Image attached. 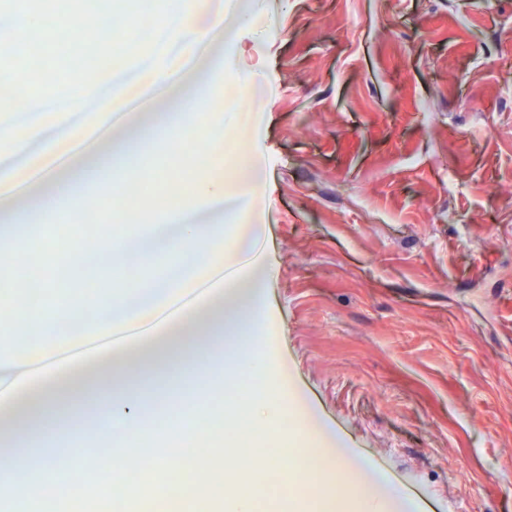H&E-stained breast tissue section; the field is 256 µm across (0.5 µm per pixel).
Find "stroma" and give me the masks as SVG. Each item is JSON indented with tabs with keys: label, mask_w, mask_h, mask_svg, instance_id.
<instances>
[{
	"label": "stroma",
	"mask_w": 512,
	"mask_h": 512,
	"mask_svg": "<svg viewBox=\"0 0 512 512\" xmlns=\"http://www.w3.org/2000/svg\"><path fill=\"white\" fill-rule=\"evenodd\" d=\"M215 93L243 72L271 91L260 144L257 261L269 313L243 373L288 357L348 447L424 512H512V0H258ZM27 66L107 82L112 43L88 38ZM108 265L67 262L66 319ZM57 512H205L161 475L135 491L49 474Z\"/></svg>",
	"instance_id": "stroma-1"
}]
</instances>
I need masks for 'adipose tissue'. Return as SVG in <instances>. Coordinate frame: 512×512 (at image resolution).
<instances>
[{
  "instance_id": "1",
  "label": "adipose tissue",
  "mask_w": 512,
  "mask_h": 512,
  "mask_svg": "<svg viewBox=\"0 0 512 512\" xmlns=\"http://www.w3.org/2000/svg\"><path fill=\"white\" fill-rule=\"evenodd\" d=\"M122 3L117 16L104 17L100 30L106 37L120 38L126 58L138 64L140 72L132 76L113 71L110 97L88 102L47 73L41 80L50 84L51 95H35L21 84L14 70L0 68V112L22 115L21 122L0 124V140H9L11 145L9 158H0V217L10 218L25 203L15 192L17 164L32 154L48 112L57 116L56 139L65 142L75 135L68 122L70 113L89 106L96 124L108 125L112 105L133 95L167 89V96L159 102L160 112L147 113L149 124L157 125L182 168L194 144L209 141L213 171L187 183L153 171L169 206L165 223H147L142 237L165 241L167 251L179 254L180 261L162 283L146 287L140 299L100 305L96 333L111 337L112 345L101 351L99 365L62 363L40 372L32 357L0 360V420L9 419L33 431L32 436L14 439L9 446L16 476L0 482V497L37 505L52 495L55 487L28 479V472H53L64 466L76 474L95 471L105 476L111 491L130 493L136 461L129 444L147 440L157 428L155 400L133 390L130 383L133 374L161 368L178 380L197 383L192 391L193 408L177 427L176 446L194 473L191 481L179 486L180 496L216 506L217 512H257L254 487L260 472L268 470L278 472L286 485L302 486L303 512H420L412 495L388 488V477L376 462L341 448L335 429L317 415L285 358L277 365L275 388H267L261 376L234 378L231 386L236 398L224 416L236 429L224 439L222 458L205 452V439L215 434L219 425L206 417L211 392L199 383L198 373L201 367L210 366L215 352L209 342L190 344L185 336L191 327L206 325L212 339L235 345L263 317L266 283L248 263L249 254L265 234L260 186L263 157L255 141L263 116L258 113L237 120L232 136L235 147L228 150L223 123L187 118L183 105L188 101L200 109L210 105L209 74L224 67V47L235 39L238 23L250 19L251 10L247 0H167L146 37L135 20L154 13L155 0ZM147 43L152 45L153 55H145ZM228 224L237 227L229 243L224 240ZM135 342L140 345L141 358L133 372L126 353ZM99 367L112 375V396L97 405L111 421L110 438L78 462L64 452L33 456L32 437L54 442L84 432V424L63 419L50 407L73 391L78 378L90 377ZM291 433L303 439V447H289L286 438ZM270 444L290 458L289 468L280 470L267 463L263 449ZM310 469L319 474L313 485L303 482ZM228 481L235 484V493H225ZM339 485L348 488L346 498L336 496Z\"/></svg>"
}]
</instances>
